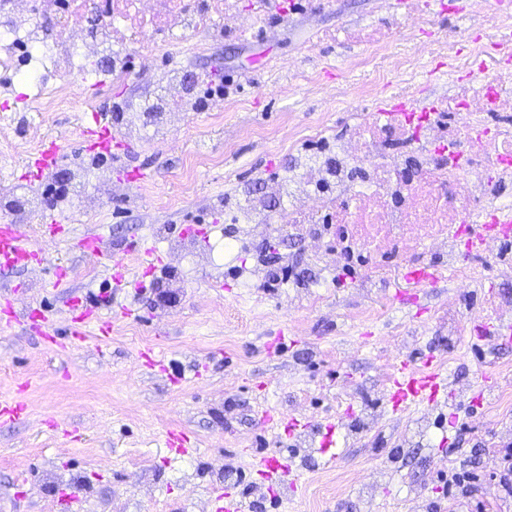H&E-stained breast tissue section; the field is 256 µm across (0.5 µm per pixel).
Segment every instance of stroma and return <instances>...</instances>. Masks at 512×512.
I'll return each mask as SVG.
<instances>
[{"mask_svg":"<svg viewBox=\"0 0 512 512\" xmlns=\"http://www.w3.org/2000/svg\"><path fill=\"white\" fill-rule=\"evenodd\" d=\"M468 0H390L388 25L378 0H322L315 15L278 4V20L263 17L218 38L186 34L154 71L116 83L86 84L89 100L116 125L115 102L148 103L166 72H203L229 81L239 108L188 113L165 133L144 127L121 135L102 155L119 196L88 211L73 198L71 218L57 237L45 236L58 210L42 209L24 229L42 248L40 267L0 268V307L17 318L0 330V401L22 403L15 421H0V512H56L63 493L70 512H211L214 488L242 496L252 512H454L467 496L470 512H512L499 485L504 450L512 446V406L498 389L512 376V343L475 349L452 336L440 311L447 280L413 288L402 280L410 262L393 250V274L373 288L337 281L335 270L313 275L299 243L237 238L236 189L265 174L287 175L292 160L273 133L287 124L305 132L323 125L328 137L346 128V114L316 95L306 74L354 90L374 77L378 59L358 30H379L389 51L416 54L420 45L476 37ZM299 58L300 69H278ZM448 70L422 59L406 101L413 110L447 96ZM85 112H30L12 122L16 140L36 131L58 139L62 162L53 179L32 178L27 154H0V174L16 194L40 197L68 184V160L86 157ZM148 173L145 181L136 171ZM93 232L106 258L79 242ZM148 242L162 257L146 271L135 248ZM287 272L278 288H262L250 271L257 257ZM130 274L115 284L107 258ZM79 299L111 312L112 329L53 351L31 330L38 311L65 334L69 303ZM136 310L134 317L121 306ZM445 370L459 394L453 408L394 409L387 380L394 366L425 361ZM496 387L484 391V377ZM376 415L367 423L366 415ZM303 431L288 436L285 419ZM181 429L196 451L166 447ZM340 451L330 466L319 452L326 431ZM295 463V504L286 508L265 486L262 456ZM468 466L463 491L448 486L450 470Z\"/></svg>","mask_w":512,"mask_h":512,"instance_id":"stroma-1","label":"stroma"}]
</instances>
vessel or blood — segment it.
Segmentation results:
<instances>
[{
	"mask_svg": "<svg viewBox=\"0 0 512 512\" xmlns=\"http://www.w3.org/2000/svg\"><path fill=\"white\" fill-rule=\"evenodd\" d=\"M63 157L61 144L54 139L44 141L41 148L27 161V170L33 177H41L56 166ZM0 260L11 265L21 261L41 265L44 256L41 249L30 246L19 225L4 219L0 221ZM96 326L99 335H106L110 325L94 307L76 302L70 306V334L84 337L89 326ZM483 343L502 345L512 341V322L501 319L486 321L480 330ZM389 393L395 408L444 406L454 393L448 377L439 369L423 371L403 363L390 375ZM260 465L268 482L281 491H288L295 484L296 465L281 464L275 457H263Z\"/></svg>",
	"mask_w": 512,
	"mask_h": 512,
	"instance_id": "vessel-or-blood-1",
	"label": "vessel or blood"
}]
</instances>
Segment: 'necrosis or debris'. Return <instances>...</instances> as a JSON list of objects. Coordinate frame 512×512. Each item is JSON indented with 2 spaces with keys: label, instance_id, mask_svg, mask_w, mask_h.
<instances>
[{
  "label": "necrosis or debris",
  "instance_id": "4bbe7bcc",
  "mask_svg": "<svg viewBox=\"0 0 512 512\" xmlns=\"http://www.w3.org/2000/svg\"><path fill=\"white\" fill-rule=\"evenodd\" d=\"M248 25L227 0H0V73L37 82L35 102L54 112L82 101L89 59H103L113 80L152 68L162 46L154 29L184 34L211 22ZM425 56L448 59L447 99L433 104L416 134L404 125L379 126L355 116L337 135L331 162L297 156L286 179L253 195L242 223L261 233L307 241L311 259L335 262L325 248L323 217L338 213L347 233L379 258L393 247L409 255L428 249L458 296L448 305V333L461 335L470 315L460 305L486 273L512 283V11L496 9L489 29L469 51L446 41L424 45ZM288 206L271 214V202ZM490 225L480 253L490 267L462 265L467 243L460 231Z\"/></svg>",
  "mask_w": 512,
  "mask_h": 512
}]
</instances>
